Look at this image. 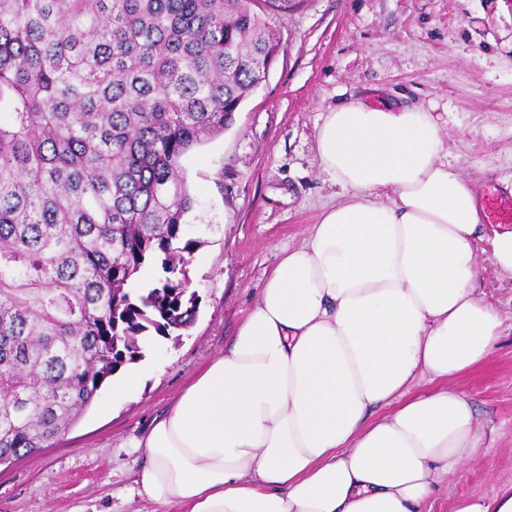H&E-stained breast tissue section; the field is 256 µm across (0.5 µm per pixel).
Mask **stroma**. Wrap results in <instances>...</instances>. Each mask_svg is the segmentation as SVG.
Masks as SVG:
<instances>
[{"mask_svg":"<svg viewBox=\"0 0 512 512\" xmlns=\"http://www.w3.org/2000/svg\"><path fill=\"white\" fill-rule=\"evenodd\" d=\"M267 21L282 49L266 81L180 161L195 201L185 221L201 242L189 267L194 325L144 343L139 386H104L50 447L0 466V512H154L134 492L144 458L133 441L231 345L283 250L347 197L317 153L330 108L353 97L430 108L449 162L481 193L512 178V0H305ZM477 257L486 300L511 318L512 278L492 265L489 243ZM452 385L477 408L481 450L449 477L435 512L512 483V332Z\"/></svg>","mask_w":512,"mask_h":512,"instance_id":"35a3bbf8","label":"stroma"}]
</instances>
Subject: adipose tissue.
Returning <instances> with one entry per match:
<instances>
[{
  "mask_svg": "<svg viewBox=\"0 0 512 512\" xmlns=\"http://www.w3.org/2000/svg\"><path fill=\"white\" fill-rule=\"evenodd\" d=\"M317 152L347 199L135 442L137 493L165 510L432 512L480 446L472 401L447 384L505 330L476 286L475 182L429 110L398 101L336 106ZM419 379L433 389L409 396Z\"/></svg>",
  "mask_w": 512,
  "mask_h": 512,
  "instance_id": "obj_1",
  "label": "adipose tissue"
}]
</instances>
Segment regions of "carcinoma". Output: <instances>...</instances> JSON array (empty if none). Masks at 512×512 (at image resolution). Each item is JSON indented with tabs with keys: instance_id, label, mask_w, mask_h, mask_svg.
<instances>
[{
	"instance_id": "obj_1",
	"label": "carcinoma",
	"mask_w": 512,
	"mask_h": 512,
	"mask_svg": "<svg viewBox=\"0 0 512 512\" xmlns=\"http://www.w3.org/2000/svg\"><path fill=\"white\" fill-rule=\"evenodd\" d=\"M302 2L0 0V460L193 324L179 160L266 80V16Z\"/></svg>"
}]
</instances>
